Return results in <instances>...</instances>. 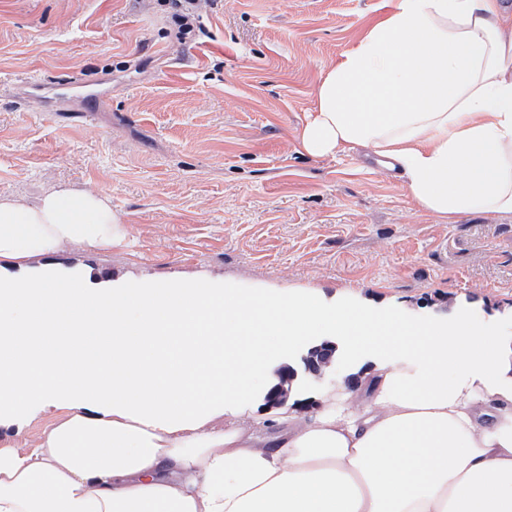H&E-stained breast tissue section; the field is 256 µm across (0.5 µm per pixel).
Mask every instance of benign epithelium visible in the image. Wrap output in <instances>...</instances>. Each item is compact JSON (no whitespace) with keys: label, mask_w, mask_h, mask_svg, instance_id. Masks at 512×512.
Instances as JSON below:
<instances>
[{"label":"benign epithelium","mask_w":512,"mask_h":512,"mask_svg":"<svg viewBox=\"0 0 512 512\" xmlns=\"http://www.w3.org/2000/svg\"><path fill=\"white\" fill-rule=\"evenodd\" d=\"M304 374L297 369L285 366L279 372V383L265 396L269 406H277L288 400L296 380L300 379L308 384L326 387L336 382V343L324 341L311 348L302 359Z\"/></svg>","instance_id":"obj_1"}]
</instances>
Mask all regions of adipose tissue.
Instances as JSON below:
<instances>
[{"label": "adipose tissue", "instance_id": "obj_1", "mask_svg": "<svg viewBox=\"0 0 512 512\" xmlns=\"http://www.w3.org/2000/svg\"><path fill=\"white\" fill-rule=\"evenodd\" d=\"M299 141L369 149L443 220L512 213V12L392 0ZM117 222L99 193L0 195V258L105 248ZM334 336L375 354L355 402L243 416L269 360ZM50 408L34 452L0 449V512H512V339L460 304L415 321L210 278L0 280V419Z\"/></svg>", "mask_w": 512, "mask_h": 512}]
</instances>
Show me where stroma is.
<instances>
[{
    "label": "stroma",
    "instance_id": "stroma-1",
    "mask_svg": "<svg viewBox=\"0 0 512 512\" xmlns=\"http://www.w3.org/2000/svg\"><path fill=\"white\" fill-rule=\"evenodd\" d=\"M389 0H214L212 38L182 45L159 0H0V194L106 195L122 238L64 246L52 266L158 281L200 274L284 297L304 290L403 307L449 304L512 336V214L442 223L363 151L317 157L298 133L323 76ZM45 81L31 93L18 83ZM99 78L59 99L53 80ZM58 410L0 423L37 448Z\"/></svg>",
    "mask_w": 512,
    "mask_h": 512
}]
</instances>
